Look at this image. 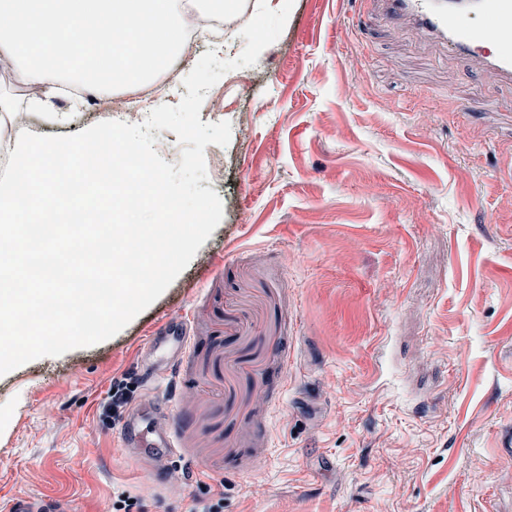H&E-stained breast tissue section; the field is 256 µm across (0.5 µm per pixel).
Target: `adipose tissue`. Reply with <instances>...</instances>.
<instances>
[{
	"label": "adipose tissue",
	"mask_w": 512,
	"mask_h": 512,
	"mask_svg": "<svg viewBox=\"0 0 512 512\" xmlns=\"http://www.w3.org/2000/svg\"><path fill=\"white\" fill-rule=\"evenodd\" d=\"M227 6V0H0V17L10 21L0 27V71L18 75L25 86L41 93L55 91L66 75L87 97L105 87L145 82L154 72H170L172 59L182 51L178 40L156 39L139 46L140 55L150 61L146 68L69 66L60 51H39L30 40V28L36 24L65 36L81 28L112 31L119 35L110 46L116 52L134 43L129 21L157 32L177 28L186 8L220 13Z\"/></svg>",
	"instance_id": "ef3b65f1"
}]
</instances>
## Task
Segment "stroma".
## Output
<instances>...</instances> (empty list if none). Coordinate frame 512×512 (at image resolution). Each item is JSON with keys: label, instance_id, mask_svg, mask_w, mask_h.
I'll list each match as a JSON object with an SVG mask.
<instances>
[{"label": "stroma", "instance_id": "35a3bbf8", "mask_svg": "<svg viewBox=\"0 0 512 512\" xmlns=\"http://www.w3.org/2000/svg\"><path fill=\"white\" fill-rule=\"evenodd\" d=\"M0 91L17 130L72 135L126 89L78 112ZM199 117L232 127L205 148L221 223L118 334L0 376V506L512 512V85L373 0H294ZM179 319L174 369L141 362ZM117 382L169 403L175 460L119 447Z\"/></svg>", "mask_w": 512, "mask_h": 512}]
</instances>
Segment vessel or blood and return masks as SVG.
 I'll return each instance as SVG.
<instances>
[{"instance_id": "b4317fda", "label": "vessel or blood", "mask_w": 512, "mask_h": 512, "mask_svg": "<svg viewBox=\"0 0 512 512\" xmlns=\"http://www.w3.org/2000/svg\"><path fill=\"white\" fill-rule=\"evenodd\" d=\"M384 12L394 18L412 19L429 35L447 38L461 54L483 55L488 68L499 78L512 81V49L504 47L484 53L487 40L484 31L472 30L463 21L472 14L483 15L497 30L512 31V0H381ZM187 346L186 326L181 322L168 323L160 335L151 337L153 352L169 353L178 358ZM123 448L136 454H162L173 447L172 421L167 408H152L150 417L133 410L119 430Z\"/></svg>"}]
</instances>
